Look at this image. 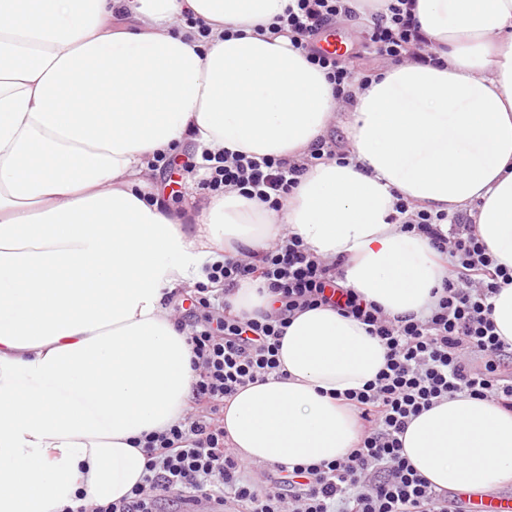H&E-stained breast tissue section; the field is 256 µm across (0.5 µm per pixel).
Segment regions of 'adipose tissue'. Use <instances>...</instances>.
<instances>
[{"instance_id": "obj_1", "label": "adipose tissue", "mask_w": 512, "mask_h": 512, "mask_svg": "<svg viewBox=\"0 0 512 512\" xmlns=\"http://www.w3.org/2000/svg\"><path fill=\"white\" fill-rule=\"evenodd\" d=\"M289 2L0 0V512L115 501L141 480L140 439L183 418L194 382L165 298L234 247L292 234L342 259L345 285L388 316L421 317L449 270L390 224L401 195L475 205L479 238L512 270V0H416L434 61L405 58L356 89L350 163L310 165L279 212L236 191L188 218L165 207L158 154L298 160L325 134L333 84L270 29ZM225 300L258 318L270 297L246 280ZM386 358L355 319L297 314L284 377L226 403L229 447L247 463L344 458L360 426L339 396ZM402 448L444 490L512 484V412L489 398L441 400Z\"/></svg>"}]
</instances>
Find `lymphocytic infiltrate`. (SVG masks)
I'll return each mask as SVG.
<instances>
[{"mask_svg": "<svg viewBox=\"0 0 512 512\" xmlns=\"http://www.w3.org/2000/svg\"><path fill=\"white\" fill-rule=\"evenodd\" d=\"M357 16L350 0H294L279 19L294 48L325 72L347 104L355 86L369 84V76H356L316 43L337 19ZM365 33L367 49L392 62L431 56L414 0H389L385 9L371 13ZM345 158L325 139L303 164L206 151L182 157L162 153L155 167L169 177L202 172V188L213 193L235 189L276 212L306 165ZM395 210L402 231L427 238L454 268V279L444 283L428 315L386 317L376 303L342 285L340 262L314 256L295 236L279 240L259 263L239 251L208 265V284L186 297L194 319L192 413L165 432L145 435V475L128 495L82 505L76 512H157L168 498L184 508L205 503L211 512H451L447 491L435 489L403 456L401 437L413 417L458 392L491 397L512 410V378L501 375L502 365L512 363V345L498 336L489 303L501 285L512 283V270L493 266L470 214L404 201ZM250 278L264 281L276 303L273 312L258 319L230 314L224 300L225 291ZM220 283L225 286L221 292L216 289ZM320 307L367 325L388 349L375 380L344 395L362 422L361 439L342 460L273 464L255 477L226 444L224 405L240 388L279 370L289 318Z\"/></svg>", "mask_w": 512, "mask_h": 512, "instance_id": "f902f5d3", "label": "lymphocytic infiltrate"}]
</instances>
